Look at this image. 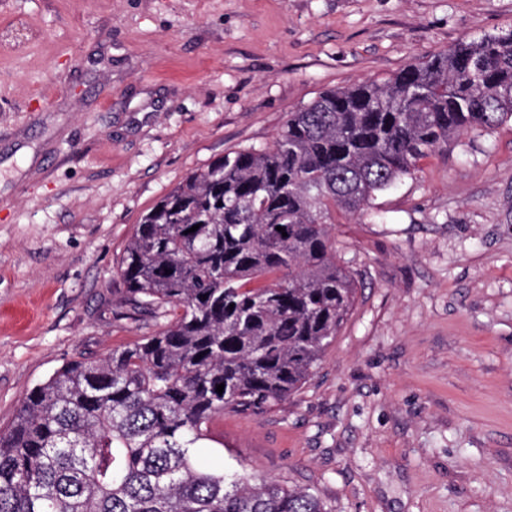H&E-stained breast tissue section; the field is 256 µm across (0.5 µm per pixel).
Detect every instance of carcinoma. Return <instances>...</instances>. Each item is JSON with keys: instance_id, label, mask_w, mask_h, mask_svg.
Wrapping results in <instances>:
<instances>
[{"instance_id": "cac0c4a2", "label": "carcinoma", "mask_w": 512, "mask_h": 512, "mask_svg": "<svg viewBox=\"0 0 512 512\" xmlns=\"http://www.w3.org/2000/svg\"><path fill=\"white\" fill-rule=\"evenodd\" d=\"M509 119L512 27L326 91L272 146L187 176L142 216L118 269L134 312L173 319L27 394L0 431V512H328L308 488L209 470L207 423L288 401L336 340L356 296L336 212H362L449 139Z\"/></svg>"}]
</instances>
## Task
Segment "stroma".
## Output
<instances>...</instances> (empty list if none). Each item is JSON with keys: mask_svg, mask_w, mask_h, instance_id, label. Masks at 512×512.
Instances as JSON below:
<instances>
[{"mask_svg": "<svg viewBox=\"0 0 512 512\" xmlns=\"http://www.w3.org/2000/svg\"><path fill=\"white\" fill-rule=\"evenodd\" d=\"M512 26V0H0V429L130 317L142 214L321 92ZM356 301L307 383L214 417L208 467L328 512H512V120L422 159L332 226Z\"/></svg>", "mask_w": 512, "mask_h": 512, "instance_id": "1", "label": "stroma"}]
</instances>
